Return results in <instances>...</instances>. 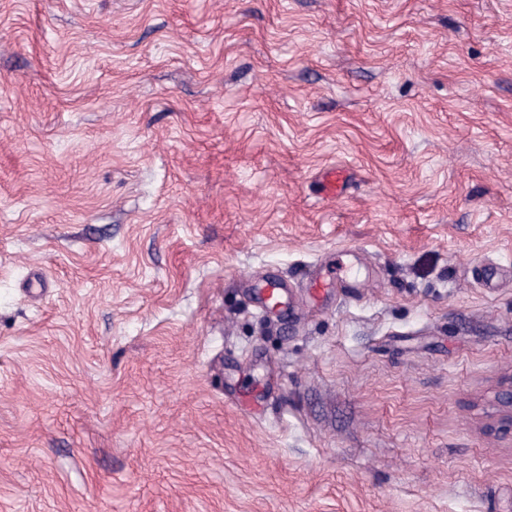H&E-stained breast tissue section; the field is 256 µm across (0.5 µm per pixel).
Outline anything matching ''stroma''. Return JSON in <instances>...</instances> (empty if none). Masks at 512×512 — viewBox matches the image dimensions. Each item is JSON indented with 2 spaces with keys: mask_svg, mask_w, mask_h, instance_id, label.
<instances>
[{
  "mask_svg": "<svg viewBox=\"0 0 512 512\" xmlns=\"http://www.w3.org/2000/svg\"><path fill=\"white\" fill-rule=\"evenodd\" d=\"M511 374L512 0H0V512H512ZM346 171L341 168L330 167L321 176V194L324 200L333 201L341 195ZM496 402L499 406V416L493 425L496 429L512 432V376L503 383L496 393Z\"/></svg>",
  "mask_w": 512,
  "mask_h": 512,
  "instance_id": "stroma-1",
  "label": "stroma"
}]
</instances>
